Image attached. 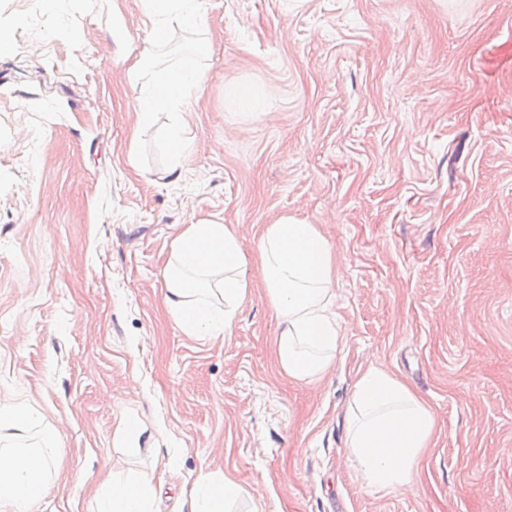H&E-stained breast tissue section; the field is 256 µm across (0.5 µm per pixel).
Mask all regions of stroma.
I'll return each mask as SVG.
<instances>
[{
	"label": "stroma",
	"mask_w": 512,
	"mask_h": 512,
	"mask_svg": "<svg viewBox=\"0 0 512 512\" xmlns=\"http://www.w3.org/2000/svg\"><path fill=\"white\" fill-rule=\"evenodd\" d=\"M204 8L174 181L168 114L133 131L140 0H0V402L61 435L39 512H90L110 473L138 471L153 512H185L203 471L240 486L238 512H512V0ZM236 88L266 111L242 113ZM286 214L319 225L340 271L343 350L310 385L275 364L262 288L225 338L186 335L164 302L183 225H233L249 249ZM371 366L437 421L402 494L366 487L346 444Z\"/></svg>",
	"instance_id": "stroma-1"
}]
</instances>
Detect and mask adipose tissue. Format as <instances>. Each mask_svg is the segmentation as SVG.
<instances>
[{
  "label": "adipose tissue",
  "mask_w": 512,
  "mask_h": 512,
  "mask_svg": "<svg viewBox=\"0 0 512 512\" xmlns=\"http://www.w3.org/2000/svg\"><path fill=\"white\" fill-rule=\"evenodd\" d=\"M154 42L180 29H205L201 0H140ZM139 83L136 127H150L158 113L171 122L165 146L170 175L181 176L191 152L192 102L206 80L194 56L157 68L140 53L127 67ZM339 271L336 256L319 225L282 216L266 225L252 249H244L235 228L214 221L184 225L172 243L163 270L165 302L186 335L210 339L231 334L238 312L255 285H262L275 313L274 355L281 374L294 383L320 380L336 362L344 334L335 312ZM347 446L367 487L402 492L429 448L436 418L431 407L399 376L369 367L356 381L346 416ZM57 430L43 426L31 406L0 403V512H37L50 493L48 477L57 460ZM151 477L113 475L95 499L92 512H152ZM239 486L224 474L200 473L189 495L190 512H233Z\"/></svg>",
  "instance_id": "adipose-tissue-1"
}]
</instances>
